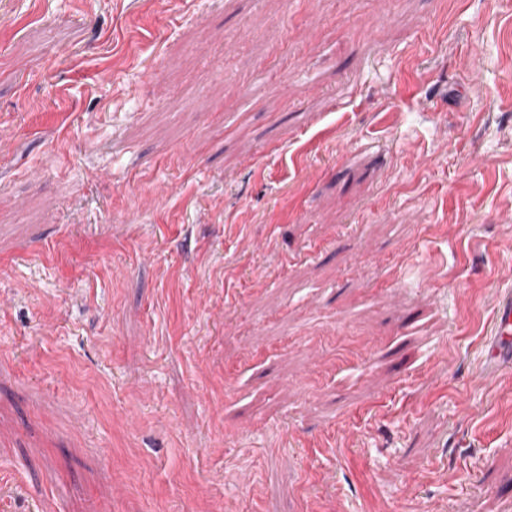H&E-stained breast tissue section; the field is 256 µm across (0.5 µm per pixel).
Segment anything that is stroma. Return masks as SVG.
<instances>
[{
    "instance_id": "obj_1",
    "label": "stroma",
    "mask_w": 512,
    "mask_h": 512,
    "mask_svg": "<svg viewBox=\"0 0 512 512\" xmlns=\"http://www.w3.org/2000/svg\"><path fill=\"white\" fill-rule=\"evenodd\" d=\"M512 0H0V512H512ZM492 335L504 342L512 340V300L503 298L498 301L493 318Z\"/></svg>"
}]
</instances>
